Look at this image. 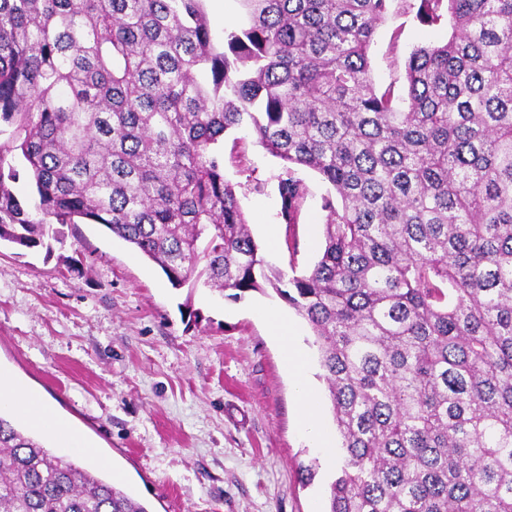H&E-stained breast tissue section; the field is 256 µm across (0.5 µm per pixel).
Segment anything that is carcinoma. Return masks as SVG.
Instances as JSON below:
<instances>
[{"label": "carcinoma", "instance_id": "cac0c4a2", "mask_svg": "<svg viewBox=\"0 0 512 512\" xmlns=\"http://www.w3.org/2000/svg\"><path fill=\"white\" fill-rule=\"evenodd\" d=\"M0 0V243L101 224L179 289L274 290L310 325L346 456L327 512H512V0H420L448 40L376 89L408 0ZM244 129L280 218L334 190L319 260L272 269L224 179ZM25 180L28 197L17 191ZM0 512H148L0 415ZM222 0H206L204 8L210 23L212 31L218 36H224V30H230L237 26L240 20V6L234 0H223L220 2L224 9L217 8V4Z\"/></svg>", "mask_w": 512, "mask_h": 512}]
</instances>
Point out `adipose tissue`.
<instances>
[{"instance_id": "adipose-tissue-1", "label": "adipose tissue", "mask_w": 512, "mask_h": 512, "mask_svg": "<svg viewBox=\"0 0 512 512\" xmlns=\"http://www.w3.org/2000/svg\"><path fill=\"white\" fill-rule=\"evenodd\" d=\"M264 317L270 324L275 337L284 345L288 364L295 375L299 426L304 435L317 447L325 449L327 457H334L335 442L332 435L324 430L320 423L314 394L309 386L307 356L295 343L293 329L285 317L273 309L266 310ZM4 404L23 409L42 428L52 431L63 439H70L71 434L65 424L48 412L45 402L0 380V406Z\"/></svg>"}]
</instances>
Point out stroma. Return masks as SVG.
<instances>
[{"label": "stroma", "mask_w": 512, "mask_h": 512, "mask_svg": "<svg viewBox=\"0 0 512 512\" xmlns=\"http://www.w3.org/2000/svg\"><path fill=\"white\" fill-rule=\"evenodd\" d=\"M410 10L378 27L377 87L406 94L405 67L422 45L446 41L447 21ZM282 165L249 135L224 138V176L246 187L242 205L269 263L290 275L318 259L331 188L307 168L294 226L282 224ZM52 248L0 246V376L41 393L86 445L48 433L45 446L95 471L149 512H325L326 467L295 425L293 377L261 315L274 308L307 348L310 385L327 429L324 371L306 321L274 291L241 300L203 286L172 288L161 270L98 224L65 226ZM199 321H190L188 310ZM315 468L312 481L302 469Z\"/></svg>", "instance_id": "obj_1"}]
</instances>
